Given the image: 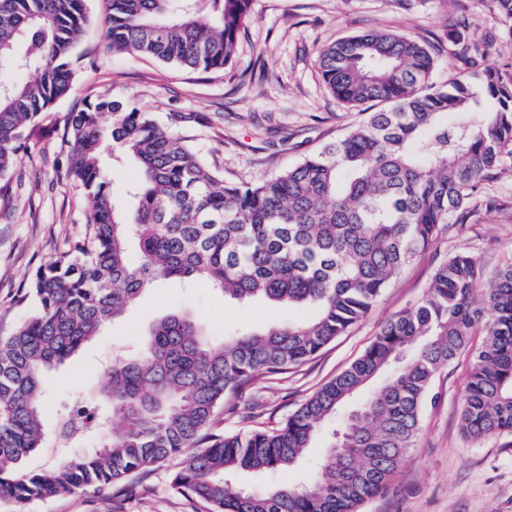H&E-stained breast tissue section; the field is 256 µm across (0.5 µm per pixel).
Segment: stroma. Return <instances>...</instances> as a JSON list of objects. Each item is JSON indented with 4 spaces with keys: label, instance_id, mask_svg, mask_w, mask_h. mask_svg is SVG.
Listing matches in <instances>:
<instances>
[{
    "label": "stroma",
    "instance_id": "stroma-1",
    "mask_svg": "<svg viewBox=\"0 0 512 512\" xmlns=\"http://www.w3.org/2000/svg\"><path fill=\"white\" fill-rule=\"evenodd\" d=\"M106 8L107 0H87L90 21L77 38L74 89L44 119L51 134L40 141L38 153L18 155L11 191L0 197V336L31 310L17 302L26 276L84 230L88 202L66 175L63 120L87 97L107 95L152 113L215 160L226 179L254 182L302 161L360 120L358 109L338 101L318 73L319 52L337 39L370 29L421 36L435 52L433 79L440 85L459 73L457 48L448 40L455 29L467 40L487 43L482 67L512 64V45L494 0H430L415 14L391 7L389 0H253L232 63L208 72L108 49L101 25ZM505 166L474 193L468 219L448 225L404 266L360 323L284 378L260 379L251 409L221 412L219 430L271 427L285 419L357 358L385 321L416 303L448 257L467 252L488 273L512 262V157ZM175 309L217 333L287 316L266 302H225L222 293L202 284L186 288L158 280L83 351L44 373L47 402L67 406L80 394L97 407L93 390L106 367L134 356L149 326ZM469 372L464 352L435 377L437 399L424 410L414 447L388 493L368 502L364 512H512V436L471 443L460 432ZM181 466V457H172L133 476L124 492L75 490L21 507L1 500L0 512H206L173 489Z\"/></svg>",
    "mask_w": 512,
    "mask_h": 512
}]
</instances>
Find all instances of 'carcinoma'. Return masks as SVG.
Returning <instances> with one entry per match:
<instances>
[{
    "label": "carcinoma",
    "instance_id": "carcinoma-1",
    "mask_svg": "<svg viewBox=\"0 0 512 512\" xmlns=\"http://www.w3.org/2000/svg\"><path fill=\"white\" fill-rule=\"evenodd\" d=\"M252 4L110 0L102 25L112 50L209 71L232 61ZM88 21L86 0H0V192L19 152L38 147L41 119L72 90L76 36ZM317 64L341 102L386 108L253 183L224 179L189 139L135 106L98 96L66 118L67 170L89 215L84 235L26 278L22 300L38 309L0 336V498L100 491L190 448L173 488L208 512H361L413 447L435 375L467 348L462 435H512V264L487 276L467 253L441 263L423 298L282 422L211 431L259 378L304 365L360 322L404 265L465 219L476 186L512 155V70L438 86L429 46L388 30L340 39ZM22 71L32 77L12 78ZM107 154L137 166L131 209L114 200ZM159 278L277 304L288 319L217 341L187 312L156 321L142 353L107 371L100 394L112 417L96 414L97 446L24 468L45 449L44 370ZM85 417L81 403L53 415L61 428ZM320 435L323 455L306 485L273 480L242 492L226 479L285 473Z\"/></svg>",
    "mask_w": 512,
    "mask_h": 512
}]
</instances>
